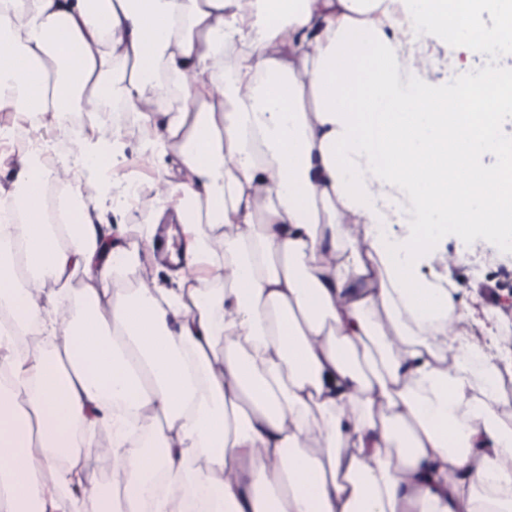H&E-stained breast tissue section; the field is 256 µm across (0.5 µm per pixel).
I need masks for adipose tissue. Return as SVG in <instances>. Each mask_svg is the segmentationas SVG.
<instances>
[{"mask_svg": "<svg viewBox=\"0 0 512 512\" xmlns=\"http://www.w3.org/2000/svg\"><path fill=\"white\" fill-rule=\"evenodd\" d=\"M437 44L511 47L512 0H0V112L128 106L208 281L160 287L147 238L85 207L0 225V308L52 340L17 360L0 330V512H78L64 491L103 426L119 467L93 512H512L483 493L512 485L483 349L451 330L452 279L421 273L450 236L512 251V82L434 84ZM125 137L22 165L24 213Z\"/></svg>", "mask_w": 512, "mask_h": 512, "instance_id": "ef3b65f1", "label": "adipose tissue"}]
</instances>
